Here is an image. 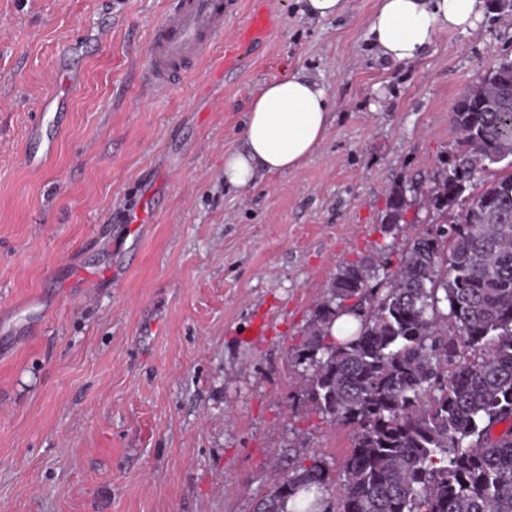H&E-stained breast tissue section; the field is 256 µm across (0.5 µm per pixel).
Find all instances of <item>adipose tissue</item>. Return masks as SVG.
Here are the masks:
<instances>
[{"mask_svg":"<svg viewBox=\"0 0 512 512\" xmlns=\"http://www.w3.org/2000/svg\"><path fill=\"white\" fill-rule=\"evenodd\" d=\"M486 0H379L368 33L380 56L406 63L420 57L441 32L474 28ZM331 109L325 86L293 71L263 84L243 126V147L224 157V179L249 185L258 170L297 171L322 141Z\"/></svg>","mask_w":512,"mask_h":512,"instance_id":"adipose-tissue-1","label":"adipose tissue"}]
</instances>
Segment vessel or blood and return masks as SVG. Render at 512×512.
Wrapping results in <instances>:
<instances>
[{"mask_svg":"<svg viewBox=\"0 0 512 512\" xmlns=\"http://www.w3.org/2000/svg\"><path fill=\"white\" fill-rule=\"evenodd\" d=\"M235 0H171L153 29L150 48L142 66L146 92L163 94L200 61L210 58L216 39L224 31V21L232 14ZM274 28L273 15L255 10L235 38L225 43L224 54L216 62V72L235 68L241 48L266 41ZM32 129L29 158L40 149L52 147L56 135L54 120L38 117Z\"/></svg>","mask_w":512,"mask_h":512,"instance_id":"obj_1","label":"vessel or blood"}]
</instances>
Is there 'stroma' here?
Instances as JSON below:
<instances>
[{"label": "stroma", "instance_id": "stroma-1", "mask_svg": "<svg viewBox=\"0 0 512 512\" xmlns=\"http://www.w3.org/2000/svg\"><path fill=\"white\" fill-rule=\"evenodd\" d=\"M169 2L0 0V512H256L304 458L339 476L354 430L307 402L304 331L341 267L432 227L416 200L385 231L390 194L452 159L456 101L512 58L498 0L408 64L368 39L378 0L332 19L238 0L223 40L258 5L270 38L150 96L138 66ZM293 70L329 92L322 142L225 184L254 93ZM54 94L63 125L33 162ZM55 119L56 114L52 119H46V115L44 113H39V117L32 125L34 136L30 141V148L28 153L29 160H34L44 145L45 154H48L50 151L56 135Z\"/></svg>", "mask_w": 512, "mask_h": 512}]
</instances>
